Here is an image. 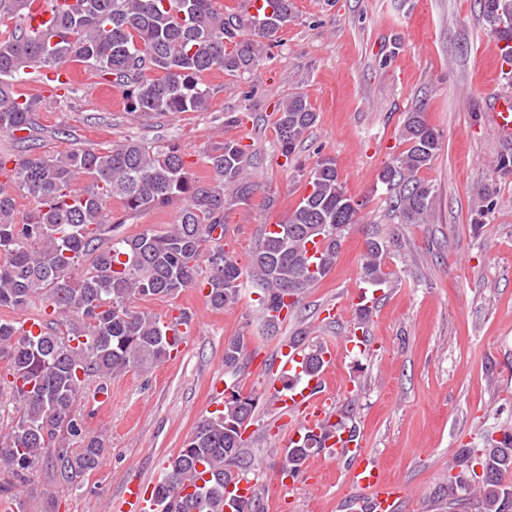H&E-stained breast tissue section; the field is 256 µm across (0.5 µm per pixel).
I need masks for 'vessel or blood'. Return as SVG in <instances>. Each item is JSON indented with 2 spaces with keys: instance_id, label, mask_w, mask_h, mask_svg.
Instances as JSON below:
<instances>
[{
  "instance_id": "vessel-or-blood-1",
  "label": "vessel or blood",
  "mask_w": 512,
  "mask_h": 512,
  "mask_svg": "<svg viewBox=\"0 0 512 512\" xmlns=\"http://www.w3.org/2000/svg\"><path fill=\"white\" fill-rule=\"evenodd\" d=\"M487 117L498 137L512 142V97L496 98L490 106ZM282 375L297 379L298 384L289 394L275 395L274 400L281 411L295 412L305 430L318 429L327 419V412L320 395L321 380L306 376L303 356L299 348L289 347L279 361ZM330 457L348 456L353 460L351 480L363 495L368 512H394L396 508V489L390 485L385 474L372 458L367 449L351 441L347 433H340L328 441ZM123 498L132 512H155L156 506L146 497L141 485H126Z\"/></svg>"
}]
</instances>
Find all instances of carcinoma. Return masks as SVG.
I'll use <instances>...</instances> for the list:
<instances>
[{
	"instance_id": "cac0c4a2",
	"label": "carcinoma",
	"mask_w": 512,
	"mask_h": 512,
	"mask_svg": "<svg viewBox=\"0 0 512 512\" xmlns=\"http://www.w3.org/2000/svg\"><path fill=\"white\" fill-rule=\"evenodd\" d=\"M51 28L30 26L36 0H0V133L13 136L24 154L0 157V308L22 310L34 299L49 309L42 332L33 336L19 321L0 319V402L12 406L0 426V497L15 512L26 499L41 497L45 512L55 501L34 479L44 466L59 484L79 485L98 471L107 439L87 431L76 404L90 385L94 394L134 370L146 372L170 357L187 324L188 311L162 319L135 310L136 300L173 299L193 286L207 289L217 309L238 300L246 271L221 246L224 212L250 200L256 183L243 149L228 140L206 155L212 181L189 177L174 146L126 139L105 149L76 147L61 155H35L32 132L40 101L21 97L17 83L32 69L43 84L67 97L63 79L70 62L97 71L123 89L125 109L142 116L209 110L214 92L205 76L248 74L278 45L294 18L292 0H266L261 22L224 12L223 0H53ZM483 18L499 41L512 43V27L499 28L512 13V0H480ZM317 121L306 97H290L278 110L276 135L282 156H292ZM406 148L379 175L392 211L403 224H424L435 192L420 172L441 148L440 135L421 109L407 113L401 133ZM311 192L275 231L263 229L252 274L261 282L267 316L297 311L303 295L329 273L359 208L347 194L336 161L322 158L310 170ZM34 198L25 220L15 219V193ZM117 198L123 215L107 203ZM178 206L177 224L167 231L118 234L126 218ZM318 240L321 257L312 265L307 245ZM214 245L203 253V245ZM397 241L369 238L362 275L372 286L387 281L389 246ZM208 274L199 279L200 259ZM247 343L230 338L224 366L235 368ZM306 370L318 374L322 350L304 354ZM255 397L235 389L224 410L202 418L183 447L167 460L153 495L160 512H225V490L255 468L243 434L252 424ZM344 420L328 422L285 449L282 472L300 471L314 449L326 448ZM482 448H459L448 481L437 495L448 509L512 512V435L487 434ZM81 447L73 450L70 442Z\"/></svg>"
}]
</instances>
